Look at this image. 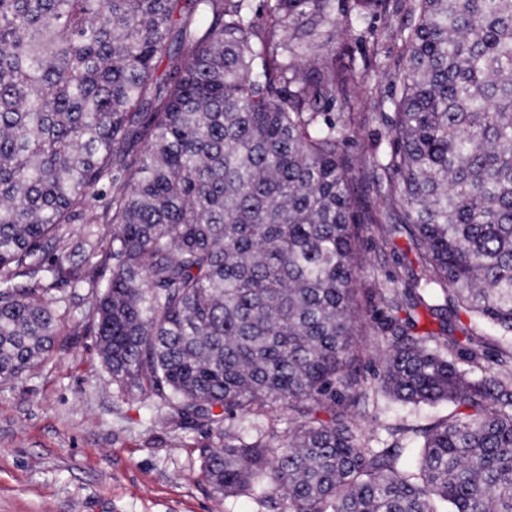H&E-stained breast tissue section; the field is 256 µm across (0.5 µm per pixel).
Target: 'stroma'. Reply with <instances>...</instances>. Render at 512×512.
Wrapping results in <instances>:
<instances>
[{"label": "stroma", "instance_id": "obj_1", "mask_svg": "<svg viewBox=\"0 0 512 512\" xmlns=\"http://www.w3.org/2000/svg\"><path fill=\"white\" fill-rule=\"evenodd\" d=\"M368 21H351L336 33V51L366 59L369 79L352 95L354 124L345 146L366 173L354 184L358 212L380 216L383 197L368 169L386 147L378 119L395 92L393 70L401 62L392 32L410 0H386ZM382 247L379 228L361 225L357 365L371 375L386 347L379 330V292L400 277L414 256L405 238ZM89 291L74 302L72 321L58 336L47 362L13 386H0V512H266L257 497L222 499L201 467L200 432L152 422L141 403L117 401L86 317ZM353 417L373 425L415 426L447 414V406L413 408L381 400L378 421L361 407Z\"/></svg>", "mask_w": 512, "mask_h": 512}]
</instances>
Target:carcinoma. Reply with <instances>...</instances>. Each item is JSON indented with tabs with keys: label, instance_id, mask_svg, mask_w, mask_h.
<instances>
[{
	"label": "carcinoma",
	"instance_id": "obj_1",
	"mask_svg": "<svg viewBox=\"0 0 512 512\" xmlns=\"http://www.w3.org/2000/svg\"><path fill=\"white\" fill-rule=\"evenodd\" d=\"M0 0V381L21 380L91 289L117 397L204 429L224 498L288 512H512V0H414L387 150L386 217L418 270L380 292L374 396L451 411L416 465L347 407L360 264L334 0ZM306 61L297 66L294 59ZM166 63L165 78H156ZM102 211L90 212L91 201ZM79 228L64 237L63 228ZM439 332L418 333L419 309ZM279 407L280 431L260 419ZM461 322L484 339L489 351V358L485 364L496 370L498 368L496 365L497 358L501 354L504 355L512 352V336L510 334H503L484 321L473 317L470 318L465 314H461Z\"/></svg>",
	"mask_w": 512,
	"mask_h": 512
}]
</instances>
